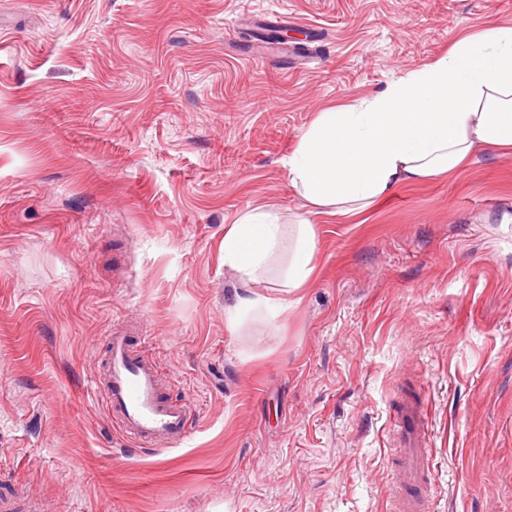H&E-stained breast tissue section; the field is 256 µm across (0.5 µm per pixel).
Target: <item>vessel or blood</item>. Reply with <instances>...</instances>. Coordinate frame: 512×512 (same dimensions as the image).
Segmentation results:
<instances>
[{"mask_svg":"<svg viewBox=\"0 0 512 512\" xmlns=\"http://www.w3.org/2000/svg\"><path fill=\"white\" fill-rule=\"evenodd\" d=\"M108 347V359L91 381L90 392L102 397L128 442L141 448L177 447L188 436L192 417L184 403L164 396L155 358L135 349L121 330L110 333ZM419 416L416 404L402 409L405 449L396 457L399 492L393 512H427L422 485L430 464L417 433Z\"/></svg>","mask_w":512,"mask_h":512,"instance_id":"vessel-or-blood-1","label":"vessel or blood"}]
</instances>
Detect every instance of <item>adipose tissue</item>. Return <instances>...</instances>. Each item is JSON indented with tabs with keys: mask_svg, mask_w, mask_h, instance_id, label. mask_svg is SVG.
<instances>
[{
	"mask_svg": "<svg viewBox=\"0 0 512 512\" xmlns=\"http://www.w3.org/2000/svg\"><path fill=\"white\" fill-rule=\"evenodd\" d=\"M483 151H512V24L490 22L433 63L376 94L318 113L288 158V181L329 214L359 211L403 183L461 171ZM315 230L256 209L224 231V262L242 281L265 278L282 254L294 295L315 267Z\"/></svg>",
	"mask_w": 512,
	"mask_h": 512,
	"instance_id": "adipose-tissue-1",
	"label": "adipose tissue"
}]
</instances>
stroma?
<instances>
[{
  "mask_svg": "<svg viewBox=\"0 0 512 512\" xmlns=\"http://www.w3.org/2000/svg\"><path fill=\"white\" fill-rule=\"evenodd\" d=\"M291 54L251 52L273 21ZM512 0H0V512H390L416 402L429 512H512V153L317 213V113ZM314 224L317 274L247 311L224 229ZM148 337L181 446L136 454L86 388Z\"/></svg>",
  "mask_w": 512,
  "mask_h": 512,
  "instance_id": "35a3bbf8",
  "label": "stroma"
}]
</instances>
